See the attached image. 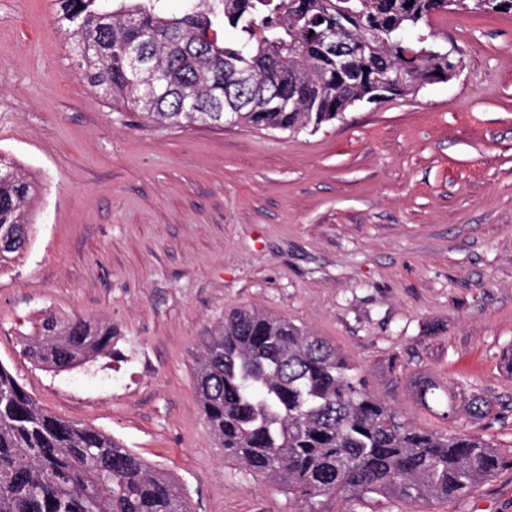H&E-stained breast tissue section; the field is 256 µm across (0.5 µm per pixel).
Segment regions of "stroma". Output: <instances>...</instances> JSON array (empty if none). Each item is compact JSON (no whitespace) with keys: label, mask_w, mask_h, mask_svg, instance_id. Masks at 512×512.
Returning a JSON list of instances; mask_svg holds the SVG:
<instances>
[{"label":"stroma","mask_w":512,"mask_h":512,"mask_svg":"<svg viewBox=\"0 0 512 512\" xmlns=\"http://www.w3.org/2000/svg\"><path fill=\"white\" fill-rule=\"evenodd\" d=\"M448 82L360 105L314 133L175 128L120 114L77 75L52 0H0V153L42 188L0 269V365L56 416L169 473L194 512H340L247 474L206 431L202 339L256 307L312 330L426 430L512 456V15L437 16ZM104 320L80 367L31 360L43 315ZM481 421L422 406L420 382ZM391 512H512V468L463 498Z\"/></svg>","instance_id":"obj_1"}]
</instances>
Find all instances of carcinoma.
<instances>
[{
	"label": "carcinoma",
	"instance_id": "1",
	"mask_svg": "<svg viewBox=\"0 0 512 512\" xmlns=\"http://www.w3.org/2000/svg\"><path fill=\"white\" fill-rule=\"evenodd\" d=\"M53 0L56 23L76 50L89 87L144 119L174 127L231 122L316 131L364 103L414 96L447 81L455 62L434 39L448 11L512 15V0ZM232 29L237 40L224 42ZM339 32L347 67L321 42ZM146 59L129 66L124 49ZM250 78L240 96L230 93ZM40 183L0 154V268L26 250ZM47 368L66 370L112 344V325L49 315L22 340ZM196 359L195 389L208 434L245 472L309 502L412 505L463 497L508 460L468 433L415 426L378 399L335 346L255 308L224 316ZM422 404L454 412L432 380ZM491 406L471 397L467 415ZM0 512H192L178 481L110 436L43 409L0 365Z\"/></svg>",
	"mask_w": 512,
	"mask_h": 512
}]
</instances>
